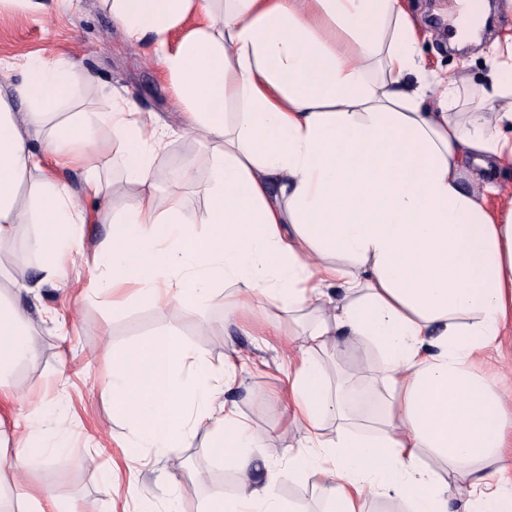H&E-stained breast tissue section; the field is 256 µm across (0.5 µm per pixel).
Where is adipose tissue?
<instances>
[{"label":"adipose tissue","instance_id":"1","mask_svg":"<svg viewBox=\"0 0 512 512\" xmlns=\"http://www.w3.org/2000/svg\"><path fill=\"white\" fill-rule=\"evenodd\" d=\"M110 10L131 46L154 44L181 120L163 124L116 91L109 111L62 115L72 64L20 63L12 97L0 96V280L16 298L0 308V369L37 356L20 300L65 282L94 220L111 231L86 293L110 295L113 309L133 296L204 310L231 288L245 312L318 310L288 350V407L306 450L288 462L319 470L330 512H363L370 497L406 512H512V410L477 371L512 324V196L481 178L512 161V44L487 48L481 92L496 109L463 112L459 79L425 71L401 0H111ZM187 135L200 158L158 194L156 161ZM110 153L117 180L102 175ZM74 169L78 195L59 178ZM188 183L201 214L186 207ZM127 192L131 205L113 213ZM23 224L39 227L26 251L36 282L10 277ZM367 345L382 366L363 422L316 354ZM106 354L131 463L204 426L212 455L240 474L238 491L212 495L207 512H285L273 477H254L267 434L220 400L245 358L213 370L174 331ZM21 428L30 441L12 471L23 512H93L29 489L30 465L51 460L66 433L51 419Z\"/></svg>","mask_w":512,"mask_h":512}]
</instances>
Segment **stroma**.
<instances>
[{
	"instance_id": "stroma-1",
	"label": "stroma",
	"mask_w": 512,
	"mask_h": 512,
	"mask_svg": "<svg viewBox=\"0 0 512 512\" xmlns=\"http://www.w3.org/2000/svg\"><path fill=\"white\" fill-rule=\"evenodd\" d=\"M46 13L34 14L12 8L0 21V61H17L26 55H63L74 64L76 74L92 73L99 88L76 82L73 101L100 112L108 110L107 90L126 94L139 111L154 112L161 120L177 125L180 108L171 95L157 62L152 44L130 47L112 20L108 0H47ZM419 29V50L428 69L442 78L466 75L461 97L466 109L487 111L479 85L488 68L486 43L512 39V13L499 0L491 5V23L482 45L456 46L451 42V0H402ZM110 299L99 296L81 300L77 290L62 291L43 286L36 301L27 303L28 324L38 334L39 352L31 361L12 368L9 378L27 396L17 403L0 402V512H14L12 474L8 459L20 439L13 432L15 420L24 418L30 402L50 408L68 432V442L51 461L32 466L27 476L32 487L47 486L60 497L94 506L96 512H128L133 503L127 488L104 489V468L123 458L122 446L130 437L126 423L113 415L107 390L112 365L104 355L105 345L121 348L160 331L172 330L200 351L214 367L241 353L251 359L239 379L241 384L228 394L238 413L269 434L263 456L270 459L276 477V492L295 512H326L319 477L289 468L283 447L297 444L301 431L288 413L289 335L298 324H311L315 311L304 310L292 320L279 308L268 305L260 315H236L233 290L216 295L207 313L184 306L161 308L130 299L126 307L111 310ZM56 309V325L44 324L39 310ZM330 381L348 379L360 360L370 372H378L382 358L372 347L362 354L320 353ZM102 450L90 459L89 441ZM208 433L199 430L185 448L153 458L139 469L133 485L148 494L159 512H166L171 499H179L182 512H204L210 496L236 493V468L216 460L208 446ZM209 475L206 484L195 480L197 472Z\"/></svg>"
}]
</instances>
